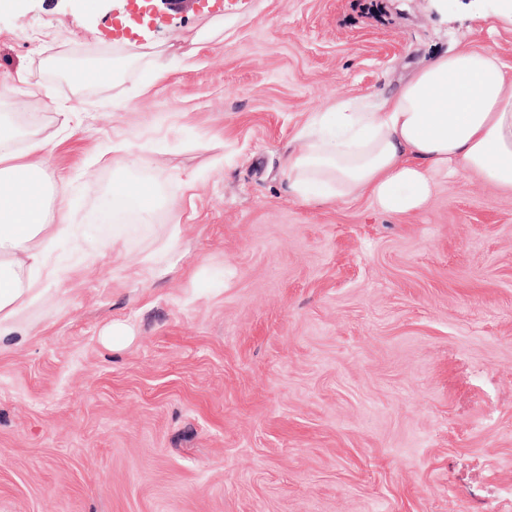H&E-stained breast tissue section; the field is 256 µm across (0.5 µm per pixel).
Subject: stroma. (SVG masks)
<instances>
[{
	"mask_svg": "<svg viewBox=\"0 0 512 512\" xmlns=\"http://www.w3.org/2000/svg\"><path fill=\"white\" fill-rule=\"evenodd\" d=\"M144 7L0 11V76L179 48L156 82L0 87L80 227L49 249L54 300L0 339V512H512V194L460 176L395 217L282 177L309 113L450 49L512 66V0H189L151 28ZM126 136L174 203L152 224L101 216Z\"/></svg>",
	"mask_w": 512,
	"mask_h": 512,
	"instance_id": "stroma-1",
	"label": "stroma"
}]
</instances>
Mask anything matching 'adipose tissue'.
<instances>
[{
    "instance_id": "1",
    "label": "adipose tissue",
    "mask_w": 512,
    "mask_h": 512,
    "mask_svg": "<svg viewBox=\"0 0 512 512\" xmlns=\"http://www.w3.org/2000/svg\"><path fill=\"white\" fill-rule=\"evenodd\" d=\"M298 152L282 174L305 204L367 197L379 211L422 210L440 180L475 175L512 191V67L489 50L432 57L383 102H337L298 130ZM47 144L34 123L0 114V338L44 295L56 271L48 247L68 230L65 188L48 172ZM112 173V216L149 224L170 202L139 179L130 142Z\"/></svg>"
}]
</instances>
